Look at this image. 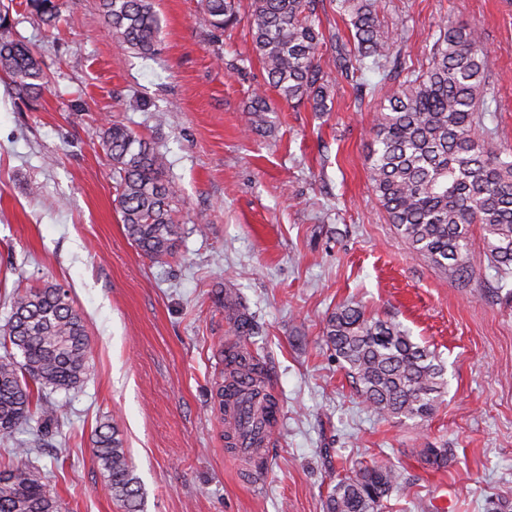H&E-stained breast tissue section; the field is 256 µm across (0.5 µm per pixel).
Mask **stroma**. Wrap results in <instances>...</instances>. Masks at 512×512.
<instances>
[{
    "label": "stroma",
    "mask_w": 512,
    "mask_h": 512,
    "mask_svg": "<svg viewBox=\"0 0 512 512\" xmlns=\"http://www.w3.org/2000/svg\"><path fill=\"white\" fill-rule=\"evenodd\" d=\"M162 46L120 47L98 0H58L56 27L14 5L9 30L36 52L48 88L18 99L0 80V327L17 289L56 283L83 312L85 382L54 393L51 433L32 455L64 512H123L93 456L96 426L118 427L141 512H323L355 465L387 455L407 482V512H512V301L480 236L468 287L411 254L367 174L376 96L358 97L319 50L335 82L331 109L271 95L266 127L246 108L266 74L246 23L214 29L200 0H155ZM402 67L421 70L441 22L482 32L489 142L512 150V7L503 0H377ZM164 124H156V113ZM118 121L153 141L181 191L174 256H144L125 234L112 164L100 139ZM240 302L251 329L239 335ZM343 303L399 324L445 368L425 421L383 420L362 405L333 350L327 316ZM258 354L281 406L272 457L256 482L240 474L212 411L224 352ZM444 448L448 466L419 456Z\"/></svg>",
    "instance_id": "35a3bbf8"
}]
</instances>
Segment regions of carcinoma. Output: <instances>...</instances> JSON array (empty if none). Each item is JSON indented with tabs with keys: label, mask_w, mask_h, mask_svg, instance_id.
Wrapping results in <instances>:
<instances>
[{
	"label": "carcinoma",
	"mask_w": 512,
	"mask_h": 512,
	"mask_svg": "<svg viewBox=\"0 0 512 512\" xmlns=\"http://www.w3.org/2000/svg\"><path fill=\"white\" fill-rule=\"evenodd\" d=\"M42 22L54 26L55 0H29ZM321 0H251L248 30L266 73V83L285 101L329 111L334 85L317 60L329 42L336 70L346 78L366 69L379 72L371 93L383 89L396 59L395 39L380 29L376 0H336L353 42L325 35L317 10ZM210 25L238 24L235 0H202ZM101 15L118 44L143 57L157 54L162 18L153 0H100ZM9 10L0 12V73L15 93L36 100L47 89L33 50L4 36ZM425 69L408 78L381 103L371 127L368 173L375 195L398 234L418 256L465 288L474 276L470 261L473 225H478L499 288L512 275V152L492 149L482 112L488 55L477 28L440 25ZM273 111L266 94L253 92L249 122L259 128ZM119 186V212L126 235L153 260L174 254L180 238V193L165 178L166 155L131 127L112 123L101 132ZM11 316L0 335L18 354L0 356V437L36 421V433L54 423L48 397L80 386L89 369L90 341L81 313L57 284L15 290ZM324 338L352 379L361 403L381 419L424 421L436 410L444 369L401 326L366 316L357 304L336 308ZM92 450L112 497L124 512H139V490L119 437L105 422L96 427ZM432 468L448 466L445 448H423ZM404 474L382 458L351 469L329 492L325 512H383L403 487ZM0 512H62L58 495L39 467L0 469Z\"/></svg>",
	"instance_id": "cac0c4a2"
}]
</instances>
